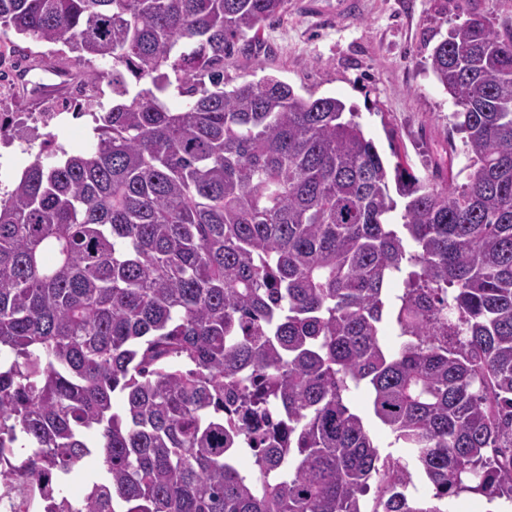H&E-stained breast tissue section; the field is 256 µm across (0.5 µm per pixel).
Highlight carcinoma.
I'll return each mask as SVG.
<instances>
[{
  "label": "carcinoma",
  "mask_w": 512,
  "mask_h": 512,
  "mask_svg": "<svg viewBox=\"0 0 512 512\" xmlns=\"http://www.w3.org/2000/svg\"><path fill=\"white\" fill-rule=\"evenodd\" d=\"M287 8L0 0L1 34L112 62L115 94L85 103L90 147L0 201V485L41 512H365L373 482L370 512L512 501V24L472 16L428 56L459 185L385 160L337 98L234 83ZM362 384L431 499L347 405ZM101 467V459L97 455H92L84 459L67 477L65 490L73 498L81 497L86 492L87 477Z\"/></svg>",
  "instance_id": "carcinoma-1"
}]
</instances>
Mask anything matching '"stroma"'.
Wrapping results in <instances>:
<instances>
[{
  "label": "stroma",
  "mask_w": 512,
  "mask_h": 512,
  "mask_svg": "<svg viewBox=\"0 0 512 512\" xmlns=\"http://www.w3.org/2000/svg\"><path fill=\"white\" fill-rule=\"evenodd\" d=\"M470 15L512 23V0H288L287 13L265 24L228 73L239 81L273 75L300 94L342 100L379 152L399 153L415 174L447 161L458 170L464 156L446 154L455 107L424 66L450 28ZM32 52V81L48 80L59 65L81 77L92 68L104 72L101 101L111 105L109 62L89 66L70 52L46 54L41 44Z\"/></svg>",
  "instance_id": "stroma-1"
}]
</instances>
